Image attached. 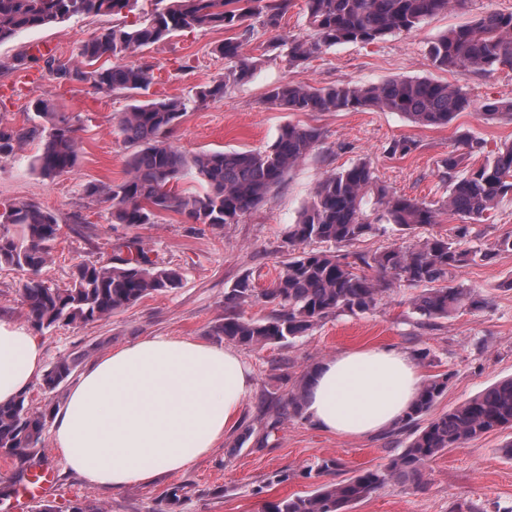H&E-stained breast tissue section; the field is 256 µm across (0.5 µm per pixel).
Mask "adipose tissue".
Instances as JSON below:
<instances>
[{
    "label": "adipose tissue",
    "instance_id": "ef3b65f1",
    "mask_svg": "<svg viewBox=\"0 0 512 512\" xmlns=\"http://www.w3.org/2000/svg\"><path fill=\"white\" fill-rule=\"evenodd\" d=\"M43 356L38 336L0 317V404L41 376ZM422 385L415 359L401 349L347 350L315 366L303 407L325 432L369 437L401 422ZM254 389L251 366L231 348L146 336L78 376L55 413L54 443L91 486L146 484L191 468L216 448L237 427Z\"/></svg>",
    "mask_w": 512,
    "mask_h": 512
}]
</instances>
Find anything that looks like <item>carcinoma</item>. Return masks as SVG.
I'll return each mask as SVG.
<instances>
[{"label": "carcinoma", "mask_w": 512, "mask_h": 512, "mask_svg": "<svg viewBox=\"0 0 512 512\" xmlns=\"http://www.w3.org/2000/svg\"><path fill=\"white\" fill-rule=\"evenodd\" d=\"M138 0H0V44L18 33L72 18L120 16L134 10ZM287 0H169V5L144 14L131 26L114 25L97 32L80 48L70 66H54V58L21 54L0 69L26 68L44 61L49 73L88 84L103 91L145 90L155 75L149 65L123 62L179 33L224 28L236 36L215 46L220 59L234 62L224 80L200 90L205 101L224 95L229 82L248 78L256 66L244 54L254 41L259 19L262 28L280 27ZM311 41H282L264 48L288 47V63L308 60L320 47L336 44H372L389 36L409 33L422 21L462 0H305ZM427 56L441 70L464 69L487 73L497 65L512 66V12L492 11L474 22L448 30L428 45ZM101 59L109 66L94 67ZM266 99L288 112H349L372 110L400 112L422 126H446L472 103L459 87L420 78H398L378 84L346 83L329 87L291 81L271 88ZM42 120L27 130L0 126V157L15 153L28 138L44 139L31 166L45 178L71 170L78 161L76 130L63 113L44 99L35 102ZM185 103L162 99L132 104L119 116L125 140L135 147L127 161L128 178L118 185L91 183L86 195L109 204L114 224H151L163 211L176 212L191 224L221 227L234 224L254 209L285 175L314 150L321 133L315 127L289 123L276 141L263 150L206 151L187 156L170 140V133L184 116ZM484 119H512V99L482 106ZM464 150L448 152L441 160V179L448 182V196L441 208L478 220L512 193V143L488 153L477 167L469 165L472 152L484 143L463 136ZM192 175L203 186L201 194H186L177 184ZM439 208V209H441ZM439 209L399 195L382 183L370 162L363 160L333 172L317 185L299 221L288 229V260L271 285L257 290L250 276L238 280L225 297L224 320L216 334L251 348L293 340L319 323L346 312L373 310L383 293L397 282L421 292L413 297V310L431 321L447 319L462 310L482 306L479 294L455 283L461 268L475 261L512 252V236L497 239L486 249L463 248L472 225L458 224L453 236H432L413 246L395 243L373 253L350 256L340 249L367 236L392 229L409 235L436 223ZM60 230L57 217L32 203H17L0 212V266L25 272L22 303L31 324L40 329L57 325L87 324L107 319L142 298L180 287L182 275L173 267H157L138 241L118 246L127 255H116L108 264L81 263L72 283L54 287L42 277L52 243ZM315 244L326 248L318 250ZM261 298L275 306L266 319L248 318L245 305ZM63 358L43 378L55 390L72 373ZM311 371L288 394L285 411L302 414L303 391ZM448 377L428 379L406 416L412 423L428 414L447 388ZM512 428V378L495 384L474 398L433 417L416 430L409 444L385 466L366 470L336 483L320 485L314 492L271 503L267 512H348L391 482L406 488L418 486L426 465L448 448L498 429ZM44 414L25 407V398L0 405V453L25 463L41 443Z\"/></svg>", "instance_id": "cac0c4a2"}]
</instances>
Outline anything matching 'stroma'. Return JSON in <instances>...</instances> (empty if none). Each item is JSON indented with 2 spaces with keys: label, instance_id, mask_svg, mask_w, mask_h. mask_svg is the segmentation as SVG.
<instances>
[{
  "label": "stroma",
  "instance_id": "obj_1",
  "mask_svg": "<svg viewBox=\"0 0 512 512\" xmlns=\"http://www.w3.org/2000/svg\"><path fill=\"white\" fill-rule=\"evenodd\" d=\"M512 12V0H465L423 21L408 34L369 44H337L322 48L308 61L289 65L283 52L271 51L257 62L251 76L227 86L223 96L198 101L197 91L222 81L227 63L213 53L229 33L221 28L178 35L130 55L134 64L154 67L155 81L130 95L94 89L57 79L42 66L0 70V124L34 126L36 99L51 102L75 125L79 160L69 172L43 178L30 166L40 148L31 141L14 156L0 158V209L27 202L54 213L60 231L43 276L67 287L76 267L106 264L122 242L138 240L154 264L182 274V286L148 296L112 317L88 324L41 330L44 366L64 357L76 358L77 370L142 336H173L224 344L213 329L224 317V298L234 283L252 275L258 284L276 277L286 260L285 238L318 182L328 173L367 159L394 191L434 204L446 199L448 186L439 165L460 145L463 134L494 150L512 142V121L485 120L477 110L486 102L512 98V67L488 73L434 68L427 47L448 29L472 22L489 11ZM112 18L87 17L19 33L0 45V61L52 46L60 64L73 63L82 43ZM311 40L305 0H290L278 32L258 30L257 43L273 37ZM427 78L459 86L475 109L461 113L445 127H426L397 112H286L268 105L267 91L285 80L304 85L380 83L393 78ZM174 98L184 102L185 115L171 135L186 154L208 150L265 149L288 123L318 128L315 150L237 223L221 227L186 223L173 212L158 214L153 223L127 226L112 223L106 203L89 198L92 182L117 185L128 176L132 152L118 126V117L133 101ZM397 140L414 142L407 155H390ZM459 217L442 214L437 224L417 229L406 238L389 232L363 239L355 251L371 253L405 240L413 244L433 235L450 236ZM459 283L477 290L484 305L447 319H420L410 304L414 289L393 287L377 307L358 315L342 313L317 325L308 336L262 349L240 347L252 366L256 389L244 408L242 425L251 427L246 442L230 436L192 469L163 475L149 484L121 491L89 486L69 471L51 431H44L34 463L52 469L57 486L45 503L55 512H70L78 503L102 506L105 512H264L266 505L317 486L341 481L366 468L386 465L413 438L416 424L403 423L369 438H351L316 428L303 415L286 417L281 409L289 390L307 368L341 351L393 345L419 356L424 378L447 375L448 387L432 413L439 416L484 389L512 378V252L478 260L462 268ZM512 430H495L429 462L420 488L389 484L351 508L350 512H455L469 505L474 512H512V459L502 446ZM332 461L326 471L317 464ZM288 472L286 482L277 479Z\"/></svg>",
  "mask_w": 512,
  "mask_h": 512
}]
</instances>
